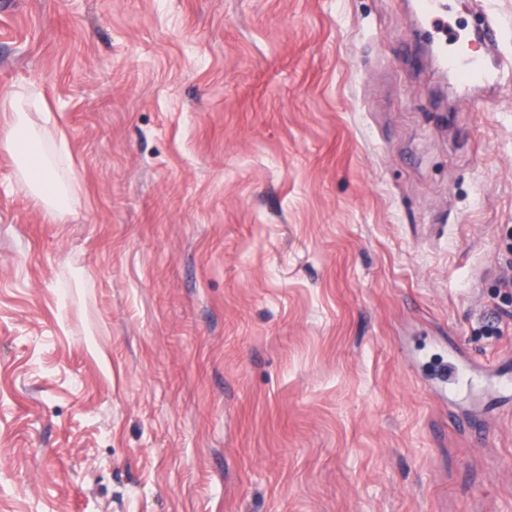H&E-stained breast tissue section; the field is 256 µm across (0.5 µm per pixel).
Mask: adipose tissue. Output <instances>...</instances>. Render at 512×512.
<instances>
[{
  "label": "adipose tissue",
  "instance_id": "1",
  "mask_svg": "<svg viewBox=\"0 0 512 512\" xmlns=\"http://www.w3.org/2000/svg\"><path fill=\"white\" fill-rule=\"evenodd\" d=\"M0 105L10 113L6 140L21 165L22 189L50 213L70 212L76 201L75 185L63 183L57 175L58 170L64 167L68 150L62 144L47 147L42 132L27 118L28 113L43 110L45 100L42 94L21 97L11 93Z\"/></svg>",
  "mask_w": 512,
  "mask_h": 512
}]
</instances>
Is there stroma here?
Segmentation results:
<instances>
[{
	"label": "stroma",
	"instance_id": "obj_1",
	"mask_svg": "<svg viewBox=\"0 0 512 512\" xmlns=\"http://www.w3.org/2000/svg\"><path fill=\"white\" fill-rule=\"evenodd\" d=\"M9 2L79 189L0 114V512H512V400L429 379H512V0L453 111L481 0ZM444 0H419L416 2L417 12L424 17L430 27L439 33L448 27L447 11ZM440 60L456 76L457 81L464 87L470 88L476 84H489L495 81L499 85L502 74L489 69L482 57L472 51H457L448 54V48H438ZM4 111L10 113L11 121L6 132V140L16 153L23 173L21 187L39 201L51 214L70 212L75 201V176L70 166H65L68 150L64 141L52 151L47 147L42 132L31 124L24 112H43L46 109L41 93H31L19 97L9 93L4 98ZM38 157V167L33 165V157ZM57 170H65L67 185L63 183Z\"/></svg>",
	"mask_w": 512,
	"mask_h": 512
}]
</instances>
